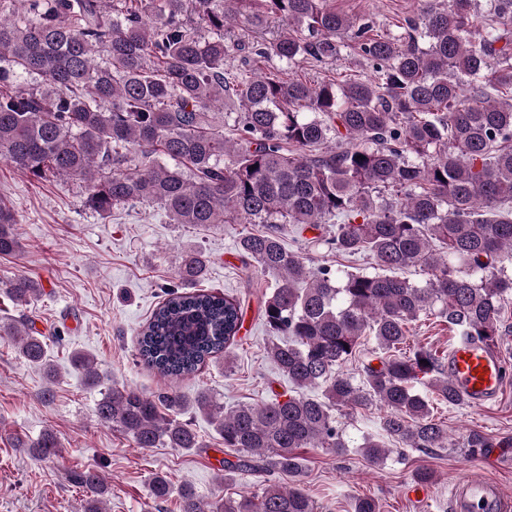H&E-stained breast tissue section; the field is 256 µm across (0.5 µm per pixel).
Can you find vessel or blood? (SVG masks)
Instances as JSON below:
<instances>
[{
  "label": "vessel or blood",
  "instance_id": "vessel-or-blood-1",
  "mask_svg": "<svg viewBox=\"0 0 512 512\" xmlns=\"http://www.w3.org/2000/svg\"><path fill=\"white\" fill-rule=\"evenodd\" d=\"M446 370L469 406L483 407L498 398L506 380V364L499 351L460 339L448 352ZM449 512H512V496L494 481L460 471L452 482Z\"/></svg>",
  "mask_w": 512,
  "mask_h": 512
}]
</instances>
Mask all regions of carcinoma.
Masks as SVG:
<instances>
[{
	"instance_id": "obj_1",
	"label": "carcinoma",
	"mask_w": 512,
	"mask_h": 512,
	"mask_svg": "<svg viewBox=\"0 0 512 512\" xmlns=\"http://www.w3.org/2000/svg\"><path fill=\"white\" fill-rule=\"evenodd\" d=\"M489 2L488 23L475 0H420L395 38L329 0H0L1 158L36 180H82L84 206L101 216L144 204L173 224L263 225L236 248L245 268L275 278L261 311L270 357L295 393L228 409L209 389L148 397L105 386L94 357L71 355L100 389L98 419L137 447H199L185 416L203 413L224 447L241 453L224 462L229 476L257 468L297 479L208 505L185 482L180 512H317L298 482L297 450L348 452L338 407L386 409L359 445L375 463L388 458L390 442L448 447L434 405L462 399L444 358L402 347L411 324L429 315L485 346L503 336L512 296V277L498 272L512 259V0ZM235 27L248 40L228 42ZM350 33L372 71L364 80L311 83L271 66L337 62ZM233 51L244 56L227 74ZM20 73L44 86L24 89ZM17 224L0 203V254L19 248ZM287 224L300 235L335 225L314 246L367 256L373 272L311 265L308 244L283 243ZM207 266L199 249L181 252L182 290L167 292L138 337L137 356L163 378L183 379L220 356L232 361L242 306L196 288ZM417 268L422 283L406 276ZM5 287L22 306L41 289L24 275ZM8 333L25 361L56 376L45 337L23 321ZM364 336L385 357L358 379L337 372ZM15 447L49 459L59 444L46 431ZM466 447L505 444L473 431ZM71 480L94 493L85 512H104L99 471ZM150 493L169 496L165 476L151 479Z\"/></svg>"
}]
</instances>
